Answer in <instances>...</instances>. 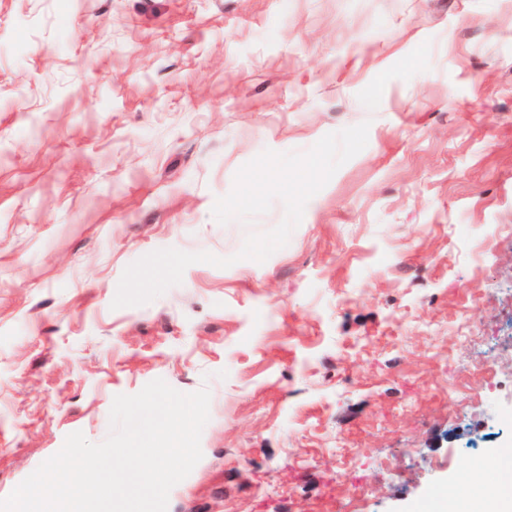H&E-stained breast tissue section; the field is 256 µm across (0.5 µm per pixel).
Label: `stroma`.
<instances>
[{"label":"stroma","mask_w":512,"mask_h":512,"mask_svg":"<svg viewBox=\"0 0 512 512\" xmlns=\"http://www.w3.org/2000/svg\"><path fill=\"white\" fill-rule=\"evenodd\" d=\"M369 122L264 263L190 265L267 149ZM208 388L167 512H449L512 446V0H0V499L114 396Z\"/></svg>","instance_id":"stroma-1"}]
</instances>
